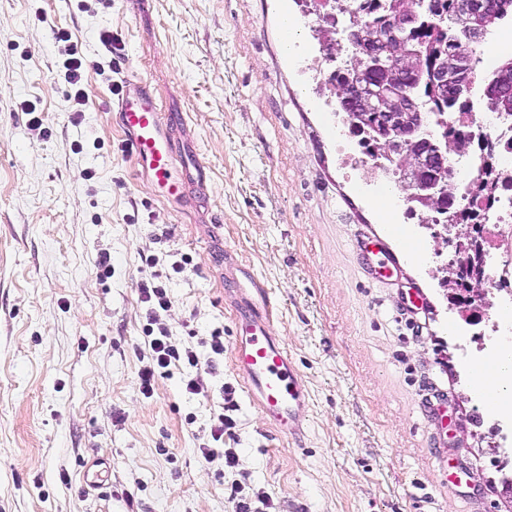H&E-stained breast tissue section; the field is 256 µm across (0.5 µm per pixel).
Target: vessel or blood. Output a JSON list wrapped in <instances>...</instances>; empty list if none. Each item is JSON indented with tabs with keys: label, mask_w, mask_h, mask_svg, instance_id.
<instances>
[{
	"label": "vessel or blood",
	"mask_w": 512,
	"mask_h": 512,
	"mask_svg": "<svg viewBox=\"0 0 512 512\" xmlns=\"http://www.w3.org/2000/svg\"><path fill=\"white\" fill-rule=\"evenodd\" d=\"M127 83L133 91L119 95L114 109L130 148L139 166L158 187L164 188L167 195H182V161L171 137L174 120L162 118L155 96L141 77L128 76ZM248 287L256 296L245 300L238 309L239 326L233 339L235 365L264 420L296 440L307 406L303 379L286 346L273 333L267 315V290L253 281Z\"/></svg>",
	"instance_id": "vessel-or-blood-1"
}]
</instances>
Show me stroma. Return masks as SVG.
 Wrapping results in <instances>:
<instances>
[{"label": "stroma", "mask_w": 512, "mask_h": 512, "mask_svg": "<svg viewBox=\"0 0 512 512\" xmlns=\"http://www.w3.org/2000/svg\"><path fill=\"white\" fill-rule=\"evenodd\" d=\"M62 30L81 48L79 113ZM474 49L475 96L486 61L512 57V17ZM132 73L180 118L206 190L171 199L140 175L111 108ZM313 97L269 0H0V512H512L449 333L448 246L393 276L363 261L362 242L405 227L401 194L343 164ZM228 264L270 293L310 395L301 441L263 420L228 352L201 394L188 367L139 389L141 283L161 280L157 327L205 358L237 327ZM221 414L225 453L204 459ZM92 464L105 489L86 484Z\"/></svg>", "instance_id": "1"}]
</instances>
